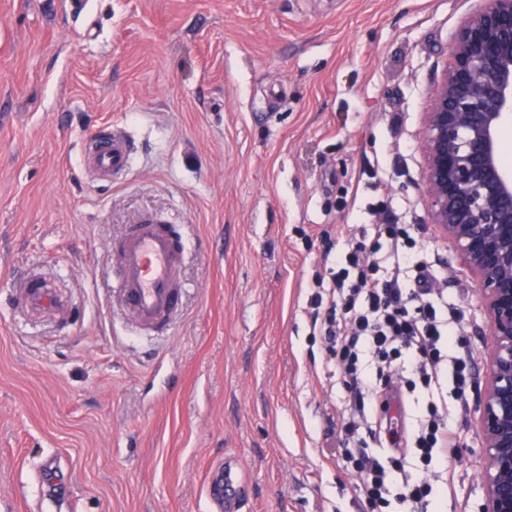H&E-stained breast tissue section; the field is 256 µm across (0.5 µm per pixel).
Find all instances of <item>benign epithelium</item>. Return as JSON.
<instances>
[{
	"label": "benign epithelium",
	"instance_id": "obj_1",
	"mask_svg": "<svg viewBox=\"0 0 512 512\" xmlns=\"http://www.w3.org/2000/svg\"><path fill=\"white\" fill-rule=\"evenodd\" d=\"M423 121L422 188L430 223L473 276L492 340L482 400L481 512H512V0H477Z\"/></svg>",
	"mask_w": 512,
	"mask_h": 512
}]
</instances>
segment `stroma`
I'll use <instances>...</instances> for the list:
<instances>
[{
	"instance_id": "35a3bbf8",
	"label": "stroma",
	"mask_w": 512,
	"mask_h": 512,
	"mask_svg": "<svg viewBox=\"0 0 512 512\" xmlns=\"http://www.w3.org/2000/svg\"><path fill=\"white\" fill-rule=\"evenodd\" d=\"M474 0H0V512H37L38 468L76 512H211L242 466L240 512H372L324 457L346 390L312 330L318 281L371 242L379 207L427 252L457 354H474L459 459L433 512H479L490 344L480 293L427 217L422 114ZM135 144L91 180L84 137ZM145 215L189 244L168 336L130 331L113 246ZM56 280L57 312L14 300ZM241 471L230 466L213 472L209 477V497L216 506L215 512H237V489Z\"/></svg>"
}]
</instances>
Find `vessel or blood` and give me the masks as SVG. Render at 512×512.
Masks as SVG:
<instances>
[{
    "label": "vessel or blood",
    "instance_id": "b4317fda",
    "mask_svg": "<svg viewBox=\"0 0 512 512\" xmlns=\"http://www.w3.org/2000/svg\"><path fill=\"white\" fill-rule=\"evenodd\" d=\"M86 173L100 181H115L131 170L132 146L118 129L103 127L82 143ZM183 240L170 225L147 215L132 225L119 241V275L112 294L131 321L146 332H170L181 307L180 271ZM23 307L33 315L55 309L60 296L55 282L34 275L14 285ZM239 469L224 467L209 477V497L215 512H236Z\"/></svg>",
    "mask_w": 512,
    "mask_h": 512
}]
</instances>
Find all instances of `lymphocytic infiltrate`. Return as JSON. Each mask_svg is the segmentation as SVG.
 <instances>
[{"label":"lymphocytic infiltrate","instance_id":"1","mask_svg":"<svg viewBox=\"0 0 512 512\" xmlns=\"http://www.w3.org/2000/svg\"><path fill=\"white\" fill-rule=\"evenodd\" d=\"M415 241L390 219L376 227L372 244L351 243L344 265L332 275L333 314L319 327L333 349L347 391L340 454L372 500L396 501L398 512H426L433 488L425 472L459 455L460 435L448 422L447 402H429L406 441L383 430L373 402L393 389L398 366L409 365V389L451 385L464 402L473 381L472 357L449 358L459 316L449 309ZM390 438L402 449L395 458L368 448Z\"/></svg>","mask_w":512,"mask_h":512}]
</instances>
